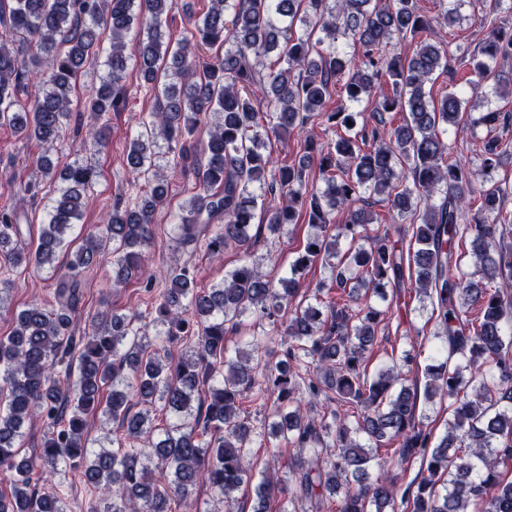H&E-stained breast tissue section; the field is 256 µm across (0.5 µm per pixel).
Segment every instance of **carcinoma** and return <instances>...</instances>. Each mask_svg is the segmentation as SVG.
<instances>
[{"label":"carcinoma","instance_id":"cac0c4a2","mask_svg":"<svg viewBox=\"0 0 512 512\" xmlns=\"http://www.w3.org/2000/svg\"><path fill=\"white\" fill-rule=\"evenodd\" d=\"M173 0H0V124L27 141L51 145L70 122V96L86 60L97 51L100 31L112 33L108 75L89 99L87 137L103 146L104 117L126 106L122 80L135 60L158 106L142 117L143 130L130 141L127 164L152 174L153 184L133 205L112 206L107 223L89 229L83 245L69 250L68 236L83 216L86 194L97 178L94 165L77 160L60 173L57 196L47 208L33 249L4 248L20 239L14 207L0 209V253L18 267L46 266L55 272V304L28 306L13 315L12 331L0 336V470L10 492L0 491V512H67L50 477L62 468L82 470L101 496L97 512H192L199 473L207 475L216 498L252 489L249 508L271 512L278 499L298 498L310 512H512V481L497 467L512 459V254L497 248L496 236L512 224L503 209L501 187L492 179L499 156L512 139L482 141L485 180L477 208L467 204L471 168L448 159V127L459 124L463 92L436 101L427 90L432 75L447 65L438 29L452 27L457 9L437 16L421 12L418 0H210L176 45L163 41V17ZM303 32L293 31L296 24ZM466 85L482 87L488 60L512 58V26L493 16ZM145 26L147 36L128 46L125 35ZM421 35L409 57L387 51L395 36ZM360 54L349 58L339 40ZM34 44L36 64L45 67L42 93L28 106L34 71L21 55ZM220 47L210 56L203 48ZM278 51L276 68L264 60ZM348 102L376 100L371 118L331 110L330 88ZM404 123L385 121L389 111ZM362 122H357V118ZM353 134L303 142L298 164L273 163L259 152L260 131L276 135L310 121ZM512 123L506 112L489 111L473 120L494 131ZM206 138L194 137L198 126ZM163 139L172 171L197 158L198 182L174 225L175 242L194 248L203 241L214 256L227 248L245 252L255 244L257 211L270 224L316 228L297 252L291 276L273 282L243 264L206 291L195 288L187 263L166 271L147 334L138 316L105 310L87 316L75 333L81 284L78 274L112 255V277L128 281L143 261L152 238L154 212L166 204L168 179L156 171L154 147ZM317 162L323 191H303L309 162ZM384 196L410 228L376 218L358 206L364 194ZM277 201L265 205L267 199ZM347 211L336 224V210ZM473 212L464 224L465 212ZM417 248L404 269L399 249L407 233ZM472 236L478 271L462 269L456 245ZM350 248L337 257L336 239ZM110 241L117 243L106 251ZM65 269L55 265L61 253ZM332 266L331 283L314 294L315 303L292 305L299 276L317 261ZM377 293L391 286L396 300L415 292L431 300L443 346L428 368L424 395L446 396L453 415L445 434L434 439L417 414V392L401 382L396 365L374 374L367 364L380 325L394 315L359 303L356 284ZM249 313L281 338L282 350L255 337L247 353L231 357L228 323ZM272 407L268 435L297 449L288 481L256 477L250 448L260 433L247 404ZM117 425L123 436L112 447L88 446L87 416L94 412ZM159 412L166 426L153 429ZM45 424L34 457L20 455L27 421ZM366 439L369 444L361 443ZM145 447L129 448L127 441ZM397 443L398 465L412 458L423 468L400 489L373 448Z\"/></svg>","mask_w":512,"mask_h":512}]
</instances>
